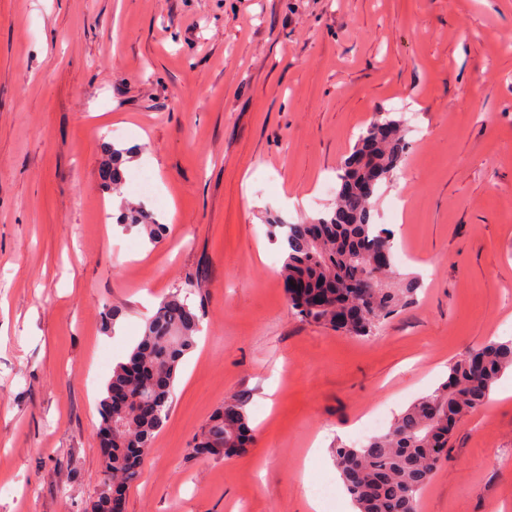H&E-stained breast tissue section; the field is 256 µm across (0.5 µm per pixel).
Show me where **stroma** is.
Listing matches in <instances>:
<instances>
[{"instance_id": "35a3bbf8", "label": "stroma", "mask_w": 512, "mask_h": 512, "mask_svg": "<svg viewBox=\"0 0 512 512\" xmlns=\"http://www.w3.org/2000/svg\"><path fill=\"white\" fill-rule=\"evenodd\" d=\"M508 41L512 0H0V512H87L103 388L173 292L200 333L124 512H309L303 467L334 472L370 415L512 338ZM383 112L409 149L371 221L420 286L360 338L294 313L268 227L328 211L324 185ZM105 141L136 153L116 194ZM125 202L164 238L101 223ZM498 388L419 512H512V372ZM229 397L252 441L193 456Z\"/></svg>"}]
</instances>
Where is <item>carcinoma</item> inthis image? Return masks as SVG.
<instances>
[{"label":"carcinoma","mask_w":512,"mask_h":512,"mask_svg":"<svg viewBox=\"0 0 512 512\" xmlns=\"http://www.w3.org/2000/svg\"><path fill=\"white\" fill-rule=\"evenodd\" d=\"M101 176L108 186L123 180L130 150L102 145ZM408 150L402 120L385 114L363 132L341 165L332 209L303 224H273L271 233L287 243L280 276L288 303L301 319L349 336L376 335L381 325L413 299L419 282L393 267L379 272L374 258L393 255L394 233L370 222L371 202L394 176ZM116 223L136 227L155 242L165 225L139 206L120 207ZM199 318L180 293L164 299L144 326L139 342L112 370L100 401L97 435L112 436L103 457L104 477L91 512H109L113 486L126 487L142 461L125 449L150 448L173 404L177 370L195 346ZM512 371V339L483 345L448 365V379L398 414L384 432L360 445L337 448L334 462L357 512H418V495L438 468L455 426L486 404L507 371ZM130 385L150 408L138 413L111 402L112 387ZM242 401L224 403L196 438L194 452L228 457L249 436Z\"/></svg>","instance_id":"carcinoma-1"}]
</instances>
